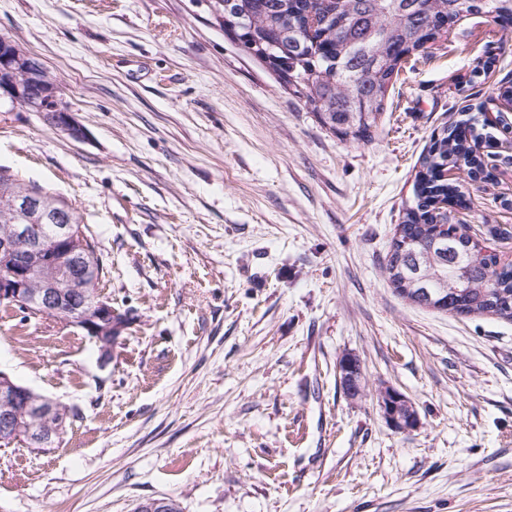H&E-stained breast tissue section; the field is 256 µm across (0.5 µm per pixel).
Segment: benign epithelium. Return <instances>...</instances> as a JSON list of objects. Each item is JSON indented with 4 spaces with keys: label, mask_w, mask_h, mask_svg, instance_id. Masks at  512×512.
<instances>
[{
    "label": "benign epithelium",
    "mask_w": 512,
    "mask_h": 512,
    "mask_svg": "<svg viewBox=\"0 0 512 512\" xmlns=\"http://www.w3.org/2000/svg\"><path fill=\"white\" fill-rule=\"evenodd\" d=\"M33 101L49 103L44 111L49 127L75 141L87 131L71 110L60 81L14 41L0 37V103L28 108ZM13 222L23 228L0 237V264L9 273L0 277V301L18 304L36 316L65 315V323L80 328L98 347L100 358L112 359V350L127 328L126 313L106 299L88 303V276L77 272V262L87 251L81 232L62 224L55 236L46 238L39 225L61 213L56 204L40 195L11 198ZM72 411L55 400L37 396L35 390L16 383L0 371V445L46 447L66 429ZM43 419L47 427L32 431L26 420ZM174 499H151L138 512H178Z\"/></svg>",
    "instance_id": "7a95c632"
}]
</instances>
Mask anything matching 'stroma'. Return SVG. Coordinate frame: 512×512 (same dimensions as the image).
<instances>
[{"label":"stroma","instance_id":"obj_1","mask_svg":"<svg viewBox=\"0 0 512 512\" xmlns=\"http://www.w3.org/2000/svg\"><path fill=\"white\" fill-rule=\"evenodd\" d=\"M1 36L87 137L0 112V167L73 205L131 322L103 364L81 329L0 306V370L78 413L51 447L0 446V512H512V321L417 307L383 273L433 130L465 113L493 121L492 178L472 196L452 170L451 221L512 263V23L465 17L408 59L360 144L213 0H0ZM388 388L415 430L385 422ZM383 397H386L389 402H392L390 397H392L395 400V402H394L395 409L393 408L392 411H389V415H385L387 422L389 423V425L392 428H394L395 430H398V431H409L411 429L416 428L417 415H416L415 410L413 409L412 405L410 404V402L407 401V399L404 396H402L400 393H398L396 391L387 390L384 392V394L382 395V397L380 399V403L384 406ZM402 401H405V405L408 407L409 412L411 413V416L408 417V419H407V421H408L407 424L402 423L401 419L399 418V414L397 413V406ZM413 411H414V413H413Z\"/></svg>","mask_w":512,"mask_h":512}]
</instances>
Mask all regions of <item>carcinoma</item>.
<instances>
[{"label": "carcinoma", "mask_w": 512, "mask_h": 512, "mask_svg": "<svg viewBox=\"0 0 512 512\" xmlns=\"http://www.w3.org/2000/svg\"><path fill=\"white\" fill-rule=\"evenodd\" d=\"M512 12V0H220L224 31L274 74L330 132L346 141L373 138L389 85L406 53L438 27L466 15ZM470 116L432 134L413 197L391 240L384 267L395 292L455 316L512 320V264L484 253L442 203L457 197L443 175L464 166L472 179L490 172L474 148L492 135ZM67 201L0 168V187Z\"/></svg>", "instance_id": "carcinoma-1"}]
</instances>
